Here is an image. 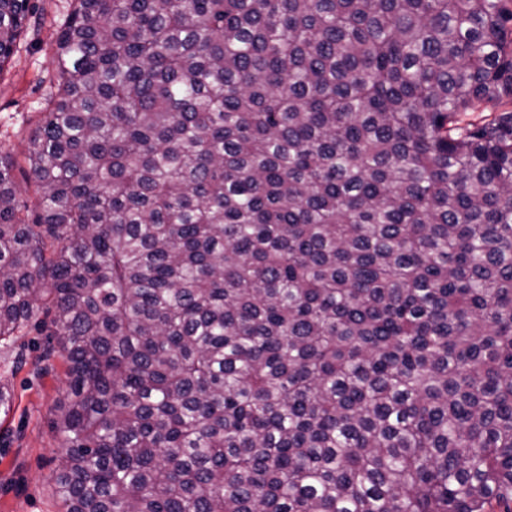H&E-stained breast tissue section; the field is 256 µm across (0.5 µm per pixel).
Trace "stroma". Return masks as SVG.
Segmentation results:
<instances>
[{
    "mask_svg": "<svg viewBox=\"0 0 512 512\" xmlns=\"http://www.w3.org/2000/svg\"><path fill=\"white\" fill-rule=\"evenodd\" d=\"M36 23L0 68V154L24 165L39 113L55 91L52 59L70 0H32ZM12 406L0 412V512H61L55 469L63 441L54 409L66 391L65 364L47 338L26 328L0 345V386Z\"/></svg>",
    "mask_w": 512,
    "mask_h": 512,
    "instance_id": "stroma-1",
    "label": "stroma"
}]
</instances>
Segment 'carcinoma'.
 Returning a JSON list of instances; mask_svg holds the SVG:
<instances>
[{
	"instance_id": "1",
	"label": "carcinoma",
	"mask_w": 512,
	"mask_h": 512,
	"mask_svg": "<svg viewBox=\"0 0 512 512\" xmlns=\"http://www.w3.org/2000/svg\"><path fill=\"white\" fill-rule=\"evenodd\" d=\"M33 11L0 0V65ZM511 22L76 0L34 214L0 155V342L58 339L65 512H512Z\"/></svg>"
}]
</instances>
